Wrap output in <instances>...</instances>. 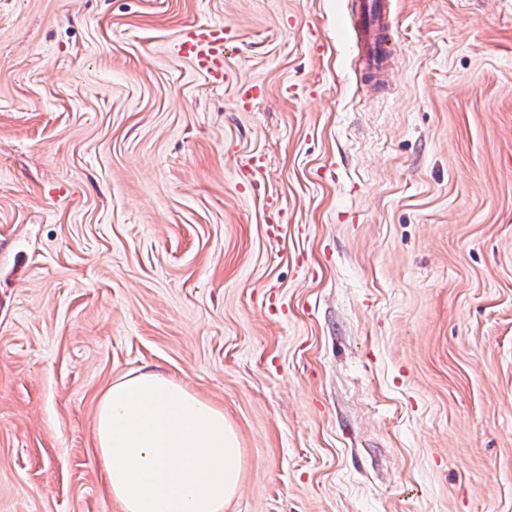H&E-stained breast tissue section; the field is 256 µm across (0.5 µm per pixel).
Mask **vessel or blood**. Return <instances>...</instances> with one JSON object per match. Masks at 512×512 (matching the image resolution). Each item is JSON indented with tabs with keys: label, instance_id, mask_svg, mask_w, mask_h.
Listing matches in <instances>:
<instances>
[{
	"label": "vessel or blood",
	"instance_id": "obj_1",
	"mask_svg": "<svg viewBox=\"0 0 512 512\" xmlns=\"http://www.w3.org/2000/svg\"><path fill=\"white\" fill-rule=\"evenodd\" d=\"M352 4L363 79L374 94L386 93L398 67L392 0H352ZM228 38L223 25L197 26L181 36L177 51L212 83L221 84L226 79L224 44Z\"/></svg>",
	"mask_w": 512,
	"mask_h": 512
}]
</instances>
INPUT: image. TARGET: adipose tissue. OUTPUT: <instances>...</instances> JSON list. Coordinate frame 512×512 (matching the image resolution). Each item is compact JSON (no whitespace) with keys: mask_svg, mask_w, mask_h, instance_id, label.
I'll use <instances>...</instances> for the list:
<instances>
[{"mask_svg":"<svg viewBox=\"0 0 512 512\" xmlns=\"http://www.w3.org/2000/svg\"><path fill=\"white\" fill-rule=\"evenodd\" d=\"M95 439L104 489L122 512H224L242 479L223 409L157 372L107 388Z\"/></svg>","mask_w":512,"mask_h":512,"instance_id":"obj_1","label":"adipose tissue"}]
</instances>
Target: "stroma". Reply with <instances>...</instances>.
Masks as SVG:
<instances>
[{
  "instance_id": "35a3bbf8",
  "label": "stroma",
  "mask_w": 512,
  "mask_h": 512,
  "mask_svg": "<svg viewBox=\"0 0 512 512\" xmlns=\"http://www.w3.org/2000/svg\"><path fill=\"white\" fill-rule=\"evenodd\" d=\"M347 3L0 0V512H122L145 371L236 431L224 512H512V0H398L375 99ZM231 31L223 24L188 29L179 40L177 51L213 84H224V43Z\"/></svg>"
}]
</instances>
